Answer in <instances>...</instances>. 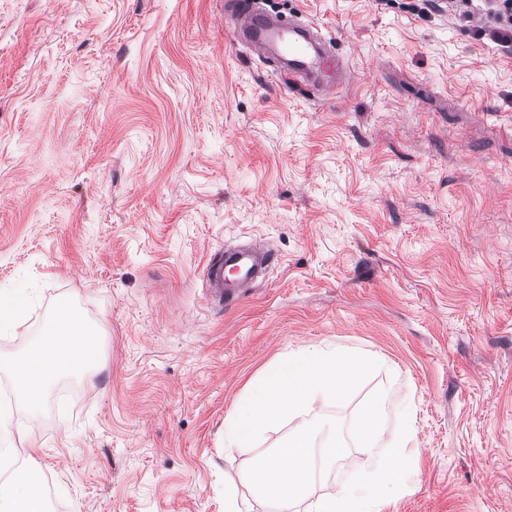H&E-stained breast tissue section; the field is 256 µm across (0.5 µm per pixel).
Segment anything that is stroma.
<instances>
[{"label":"stroma","mask_w":512,"mask_h":512,"mask_svg":"<svg viewBox=\"0 0 512 512\" xmlns=\"http://www.w3.org/2000/svg\"><path fill=\"white\" fill-rule=\"evenodd\" d=\"M351 76L288 84L220 0H0V284L28 286L9 362L61 307L104 334L43 412L10 405L11 456L50 512H226L225 448L251 380L298 348L383 357L340 402L414 405V473L383 512H512V52L448 0H270ZM278 257L208 299L207 256Z\"/></svg>","instance_id":"1"}]
</instances>
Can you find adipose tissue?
Returning <instances> with one entry per match:
<instances>
[{
  "label": "adipose tissue",
  "instance_id": "ef3b65f1",
  "mask_svg": "<svg viewBox=\"0 0 512 512\" xmlns=\"http://www.w3.org/2000/svg\"><path fill=\"white\" fill-rule=\"evenodd\" d=\"M98 335L96 328L75 315L56 313L30 353L11 366L18 406L38 412L57 378L74 372L92 373L99 354L88 351L86 341ZM376 364L374 357L342 348H306L290 353L251 382L237 413L226 422L225 447H257L282 421L342 399ZM393 404L388 389L378 390L367 401L356 421V432L361 446L369 451L370 462L358 467L355 477L339 485L334 494L318 499L313 496L315 469L334 467L343 456L335 422L321 418L302 424L286 444L229 478L228 512H253L256 500L284 505L308 500L312 512H383L386 494L407 481L412 464L405 450L415 441L410 415H403L396 428L387 427ZM318 436L325 444L320 457L315 458L310 447L312 438ZM239 484L248 489L250 499H238L235 487ZM0 512H45L38 483L31 478L1 481Z\"/></svg>",
  "mask_w": 512,
  "mask_h": 512
}]
</instances>
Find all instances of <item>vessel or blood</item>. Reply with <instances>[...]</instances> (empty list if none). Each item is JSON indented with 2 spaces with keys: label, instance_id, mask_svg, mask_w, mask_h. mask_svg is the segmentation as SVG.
Returning <instances> with one entry per match:
<instances>
[{
  "label": "vessel or blood",
  "instance_id": "b4317fda",
  "mask_svg": "<svg viewBox=\"0 0 512 512\" xmlns=\"http://www.w3.org/2000/svg\"><path fill=\"white\" fill-rule=\"evenodd\" d=\"M229 12L234 18L236 33L241 42L255 54L267 52L272 41L284 43L288 52V63L281 73L291 80L314 79L323 95H334L339 83L337 73L343 63L321 46V39L310 27L281 24L278 17L260 11L256 0H228ZM263 268L262 260L249 253L225 249L212 256L206 265V281L215 303L237 301L238 296L228 291L231 283L254 280Z\"/></svg>",
  "mask_w": 512,
  "mask_h": 512
}]
</instances>
